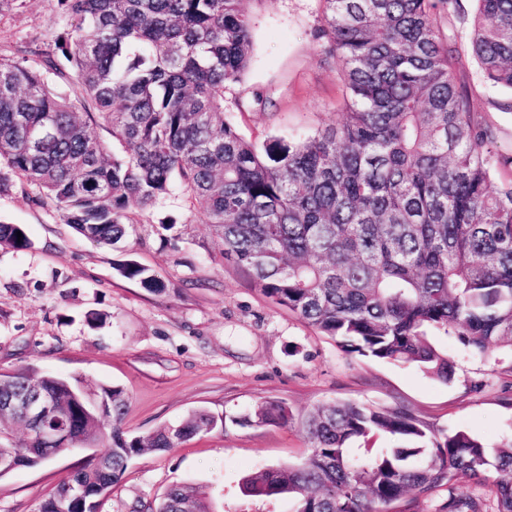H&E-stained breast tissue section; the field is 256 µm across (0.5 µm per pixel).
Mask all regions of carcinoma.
I'll return each instance as SVG.
<instances>
[{
  "mask_svg": "<svg viewBox=\"0 0 512 512\" xmlns=\"http://www.w3.org/2000/svg\"><path fill=\"white\" fill-rule=\"evenodd\" d=\"M63 26L42 44L0 54V190L17 186L79 234L121 247L136 224L173 194L189 224L202 215L221 258L348 355L415 365L448 381V354L431 331L474 356H512V165L457 81L455 47L439 18L453 0H323L317 36L341 72V118L298 140L259 147L224 119L225 92L251 52L247 0H56ZM470 37L484 82L512 91V0H476ZM0 245L29 247L24 228L0 224ZM116 270L147 291L164 282L126 260ZM38 387L55 400L53 422L73 440L45 449L35 427L0 410V461L42 465L101 446L37 512H95L129 462L168 451L218 420L197 411L173 434L122 428L118 387L19 370L0 398ZM280 401L240 425L288 424ZM309 453L251 472L242 493L287 498L293 512H415L446 493L441 512H512V438L489 447L403 407L334 401L300 420ZM26 430L19 445L14 428ZM377 434L390 448L360 452ZM475 485L487 499L465 495ZM83 487L80 499L70 486ZM155 512H209L195 486H175Z\"/></svg>",
  "mask_w": 512,
  "mask_h": 512,
  "instance_id": "cac0c4a2",
  "label": "carcinoma"
}]
</instances>
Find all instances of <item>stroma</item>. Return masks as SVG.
<instances>
[{
  "label": "stroma",
  "instance_id": "35a3bbf8",
  "mask_svg": "<svg viewBox=\"0 0 512 512\" xmlns=\"http://www.w3.org/2000/svg\"><path fill=\"white\" fill-rule=\"evenodd\" d=\"M253 50L236 85L243 104L227 118L261 143L335 122L345 89L336 61L317 38L322 0H250ZM474 0H453L440 25L458 49L457 78L496 129L495 149L512 154V93L486 85L468 52ZM60 27L50 0H27L0 17V50L42 41ZM0 222L30 239L0 246V373L32 367L128 397L125 431L175 425L206 410L223 425L166 452L130 463L99 497L97 512H155L175 484L202 487L213 512H292L286 499L255 501L240 480L256 468L297 462L308 453L297 424L240 425L236 419L278 400L293 415L334 400L401 403L426 421L465 430L495 446L512 436V364L469 355L454 339L436 343L454 362L439 381L419 368L351 356L287 309L272 303L236 265L222 259L202 216L165 230L138 225L129 254L166 284L155 295L115 269L118 252L93 244L19 189L0 192ZM102 314L90 323V313ZM91 457L86 449L0 477V512H36L62 479Z\"/></svg>",
  "mask_w": 512,
  "mask_h": 512
}]
</instances>
